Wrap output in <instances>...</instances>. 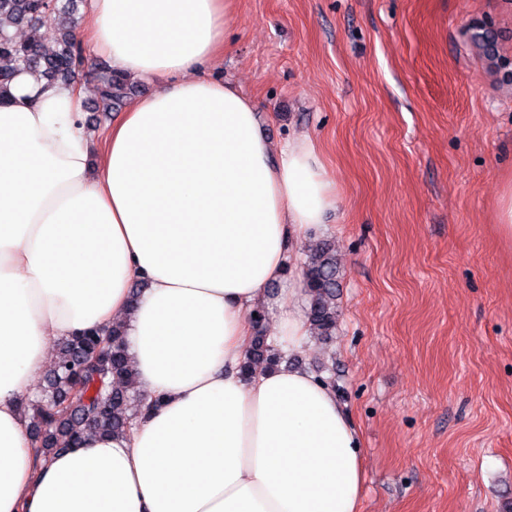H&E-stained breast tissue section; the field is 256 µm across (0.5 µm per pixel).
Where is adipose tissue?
<instances>
[{
    "label": "adipose tissue",
    "mask_w": 512,
    "mask_h": 512,
    "mask_svg": "<svg viewBox=\"0 0 512 512\" xmlns=\"http://www.w3.org/2000/svg\"><path fill=\"white\" fill-rule=\"evenodd\" d=\"M77 32L114 71L168 76L107 130L86 91L21 70L0 101V512H359L360 436L334 391L281 364L242 378L247 314L293 230L336 186L308 137L277 146L257 104L209 76L228 0H90ZM274 334L301 349L294 294ZM124 322L159 404L36 460L21 400L54 342Z\"/></svg>",
    "instance_id": "obj_1"
}]
</instances>
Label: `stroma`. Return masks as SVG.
<instances>
[{
	"mask_svg": "<svg viewBox=\"0 0 512 512\" xmlns=\"http://www.w3.org/2000/svg\"><path fill=\"white\" fill-rule=\"evenodd\" d=\"M512 56V0H234L212 78L253 98L275 145L308 136L338 189L293 232L342 271L335 336L287 361L334 389L362 444L360 512H504L512 503V89L463 34ZM497 229L500 237L506 241L512 240V181L502 183L497 206Z\"/></svg>",
	"mask_w": 512,
	"mask_h": 512,
	"instance_id": "35a3bbf8",
	"label": "stroma"
}]
</instances>
